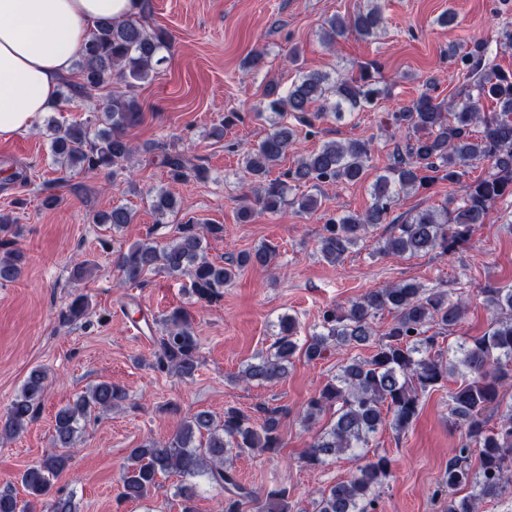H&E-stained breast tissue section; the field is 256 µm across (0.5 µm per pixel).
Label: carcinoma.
Masks as SVG:
<instances>
[{
	"label": "carcinoma",
	"instance_id": "carcinoma-1",
	"mask_svg": "<svg viewBox=\"0 0 512 512\" xmlns=\"http://www.w3.org/2000/svg\"><path fill=\"white\" fill-rule=\"evenodd\" d=\"M137 2V13L128 18H104L96 23L77 65L80 82L66 83L67 92L60 93L54 105L61 112L74 98L116 80L117 87L92 111L91 118L47 124L52 154L68 174L108 171L115 178L126 171L123 163L133 154L128 129L141 122L143 113L131 89L151 76L163 61L160 50L170 44L165 31L146 25L148 0ZM384 26L379 0H365L348 17L328 18L321 25L322 40L331 44L350 32L369 38ZM448 58L462 79L452 107L445 108L444 102L426 90L390 113L389 124L406 130V143L388 154V163L372 183V204L365 212L338 213L326 219L317 242V251L326 262H341L372 229L386 223L389 233L378 242L380 253L455 252L469 242L473 226L484 223L491 208L512 195V72L490 62L486 41L466 49L451 45ZM372 69L362 65L359 76L338 74L334 79L319 71L305 72L284 95L274 87L267 90L257 112L266 116L269 132L242 156L244 180L254 189L253 195L245 193L239 198L240 222L248 223L257 212H275L288 203L302 213H314L320 207L317 191L322 185L355 184L364 179L372 148L370 141L360 139L325 141L282 177L271 179L269 175L296 140L297 131L285 122L286 117L316 135L315 122L320 118L341 120L347 112H366L376 106L387 89L380 86ZM485 100L495 102L498 110L483 111ZM143 149L159 151L158 165L173 182L209 178L208 169L188 155L159 144ZM480 162L488 164L486 175L464 180L469 168ZM438 180L461 185L456 205L391 217L400 194ZM293 182L305 186L307 192L290 201ZM150 207L163 217L177 210V202L170 192L161 190ZM132 221V212L122 205L93 216L94 223L107 224L114 231ZM222 233V224H200L190 218L177 225L175 235L163 244L148 237L119 251L115 265L132 284L143 282L155 271L172 277L186 275L197 300L213 302L223 297L238 271L269 267L276 259L275 250L261 244L224 264L210 261L204 242L207 235ZM17 234L12 212L1 211L0 281L14 280L22 272L23 256L12 241ZM481 294L491 315L489 327L481 336L458 337L446 351L438 348V334L429 331L459 324L467 305L464 295L408 281L373 288L345 306L323 309L313 332L303 338L297 317L281 316L276 340L234 376L238 383L272 385L287 377L299 355L312 361L333 348H373L368 357L343 359L300 415L302 425L309 428L324 412L332 411L330 423L316 433L301 457L303 466L317 468L347 453L362 461L350 478L318 490L312 512H376L380 489L392 475V461L385 454L370 453L371 441L387 426L399 435L408 431L419 414L421 398L445 386L450 377L462 379L448 392V415L460 436L457 453L448 461V494L441 512H479L483 502L512 496V405L502 406L499 395L500 388L512 384V286H489ZM384 311L393 318L377 339L372 320ZM89 314L84 295L74 296L61 312L67 323ZM154 324L162 326V331L155 340L152 368L193 381L201 366L200 342L189 311L174 308ZM46 379L42 369L30 371L6 414L0 415L1 443L19 436L36 418ZM125 399L120 386L103 381L60 409L52 433L56 451L19 476L30 500L21 506L6 488L0 491V512H31L34 502L45 499L49 512H78L72 497L52 494L54 480L68 467L70 451L81 433L80 422L116 408ZM259 413L256 417L233 405L225 407L219 419L207 410L187 413L167 441L146 440L130 450L119 476L120 497L146 499L160 478L177 474L182 477L176 489L182 512H195L201 480L224 496L222 512H244L251 502L257 512H291L288 488L256 491L232 469L233 458L246 452L276 453L281 448L283 409L261 407ZM475 453L479 465L474 470L470 458Z\"/></svg>",
	"mask_w": 512,
	"mask_h": 512
}]
</instances>
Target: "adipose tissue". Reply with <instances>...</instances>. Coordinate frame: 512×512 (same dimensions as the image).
Listing matches in <instances>:
<instances>
[{"label": "adipose tissue", "instance_id": "obj_1", "mask_svg": "<svg viewBox=\"0 0 512 512\" xmlns=\"http://www.w3.org/2000/svg\"><path fill=\"white\" fill-rule=\"evenodd\" d=\"M135 10V0H0V139L30 130L50 108L100 18Z\"/></svg>", "mask_w": 512, "mask_h": 512}]
</instances>
